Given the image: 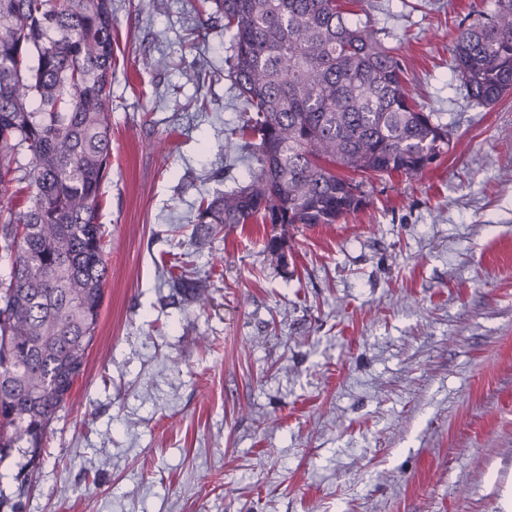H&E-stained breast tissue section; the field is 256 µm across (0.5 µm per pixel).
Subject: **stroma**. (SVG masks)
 Here are the masks:
<instances>
[{"label":"stroma","mask_w":512,"mask_h":512,"mask_svg":"<svg viewBox=\"0 0 512 512\" xmlns=\"http://www.w3.org/2000/svg\"><path fill=\"white\" fill-rule=\"evenodd\" d=\"M202 0H112L108 276L19 512H512V94L450 68L495 0H363L447 155L368 204L191 242L243 181L229 36ZM188 254L204 293L174 295Z\"/></svg>","instance_id":"obj_1"}]
</instances>
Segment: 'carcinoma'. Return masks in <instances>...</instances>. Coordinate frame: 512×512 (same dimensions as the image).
<instances>
[{"label": "carcinoma", "instance_id": "cac0c4a2", "mask_svg": "<svg viewBox=\"0 0 512 512\" xmlns=\"http://www.w3.org/2000/svg\"><path fill=\"white\" fill-rule=\"evenodd\" d=\"M230 37L227 77L245 105L248 182L200 204L196 233L334 224L364 182L413 175L448 152L447 126L410 95L396 49L360 0H212ZM451 66L489 106L512 92V0L457 35ZM112 0H0V461L31 459L79 379L104 300L101 187L112 166ZM31 156L24 176L19 157ZM28 183L23 205L14 183ZM170 278L198 286L174 263Z\"/></svg>", "mask_w": 512, "mask_h": 512}]
</instances>
